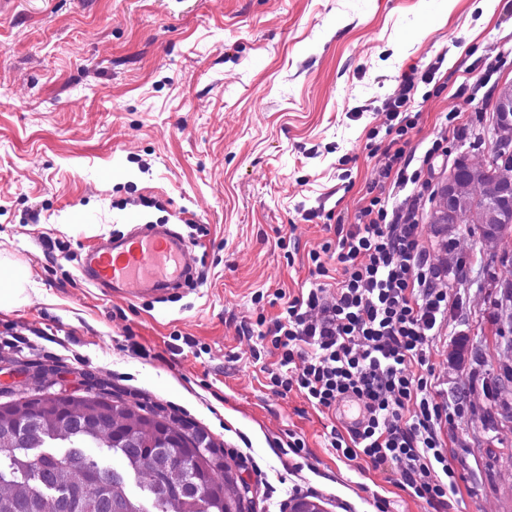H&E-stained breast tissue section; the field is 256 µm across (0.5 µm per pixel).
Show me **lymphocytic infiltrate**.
Listing matches in <instances>:
<instances>
[{
    "mask_svg": "<svg viewBox=\"0 0 512 512\" xmlns=\"http://www.w3.org/2000/svg\"><path fill=\"white\" fill-rule=\"evenodd\" d=\"M430 80L427 74L404 75L383 104L385 133L396 145L378 171L388 194L371 198L354 223L337 222L330 254L339 275L335 295H327L322 279L328 269L312 254L316 281L283 302L266 333L281 352L273 386L298 390L322 412L345 401L358 406L359 420L348 433H331L332 448L351 462L399 465L415 497L444 506L457 481L441 424L454 415L445 412L417 369L453 303L428 261L418 213L428 176L448 148L440 137L419 156L400 146L418 121V84Z\"/></svg>",
    "mask_w": 512,
    "mask_h": 512,
    "instance_id": "f902f5d3",
    "label": "lymphocytic infiltrate"
}]
</instances>
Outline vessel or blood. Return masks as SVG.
Instances as JSON below:
<instances>
[{
  "instance_id": "vessel-or-blood-1",
  "label": "vessel or blood",
  "mask_w": 512,
  "mask_h": 512,
  "mask_svg": "<svg viewBox=\"0 0 512 512\" xmlns=\"http://www.w3.org/2000/svg\"><path fill=\"white\" fill-rule=\"evenodd\" d=\"M190 271L186 240L162 224L101 239L78 261L82 279L115 295L164 297Z\"/></svg>"
}]
</instances>
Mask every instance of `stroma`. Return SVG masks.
Listing matches in <instances>:
<instances>
[{
  "label": "stroma",
  "instance_id": "35a3bbf8",
  "mask_svg": "<svg viewBox=\"0 0 512 512\" xmlns=\"http://www.w3.org/2000/svg\"><path fill=\"white\" fill-rule=\"evenodd\" d=\"M479 2L0 0V260L31 273L25 304L0 309V390H32L24 367L43 362L53 391L103 381L130 409L162 407L219 451L248 450L234 470L255 512L304 496L326 512H512V262L474 225L420 224L459 301L425 348L437 402L463 409L442 427L449 506L412 496L396 465L331 448L339 415L272 386L281 353L258 337L282 311L274 294L314 281L337 215L368 204L403 74L436 71L408 134L421 152L447 134L433 183L457 158L483 163L512 81V0ZM132 224L185 237L197 281L174 301L80 279L79 254ZM494 125L498 129L512 128V82L501 84L492 107Z\"/></svg>",
  "mask_w": 512,
  "mask_h": 512
}]
</instances>
